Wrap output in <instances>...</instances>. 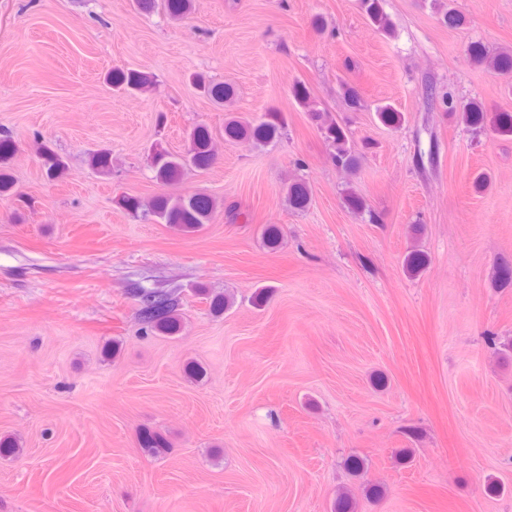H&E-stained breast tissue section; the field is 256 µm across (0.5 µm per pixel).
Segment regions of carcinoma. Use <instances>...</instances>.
Instances as JSON below:
<instances>
[{
    "label": "carcinoma",
    "mask_w": 512,
    "mask_h": 512,
    "mask_svg": "<svg viewBox=\"0 0 512 512\" xmlns=\"http://www.w3.org/2000/svg\"><path fill=\"white\" fill-rule=\"evenodd\" d=\"M159 4L163 5L166 13L172 18H181L192 9V0H133L134 7L145 13L153 12ZM359 6L375 32L381 34L391 32L392 25L381 6V0H359ZM465 56L474 65L484 66L498 74L512 75L511 50L491 53L481 42L475 41L466 46ZM109 80L114 89L129 94L142 92L152 83V77L148 74L124 69L112 71ZM193 84L200 93L217 102L224 101L230 95L229 88L214 84L202 75L194 76ZM293 97L298 105L310 112L311 119L317 124L324 140L332 148V159L335 165L348 173L355 172L360 159L351 145L347 130L325 116L324 112L313 107L311 93L305 83L299 81L295 84ZM430 99L433 103L442 105L447 112L461 113L463 122L475 131L483 129L487 123V112L482 103L476 99L456 102L448 94L436 90L430 91ZM376 112L379 121L389 128H397L402 124V113L389 104L377 106ZM492 123L496 133L512 136L511 113L496 114ZM284 125L283 117L271 111L265 113L255 123L235 118L228 120L224 124V135L229 138L251 139L261 145L279 137ZM190 142V149L184 155H174L159 144L152 146L150 163L158 181L174 182L188 168L203 170L214 163L216 154L207 127L196 126L191 132ZM43 155L51 176H58L67 169L66 162L48 148H43ZM287 201L289 207L293 209L307 208L311 202L309 185L301 179L292 181L288 185ZM214 209L212 200L200 194L177 198L158 196L152 201L148 214L160 223L170 224L186 233H192L211 220ZM427 265L428 255L418 248L409 251L403 261V269L411 277L420 275ZM141 317L147 329L164 335L176 331L179 322L175 304L167 295L157 292H147L142 296ZM141 442L144 448L156 455L166 448L164 439L151 431L141 434Z\"/></svg>",
    "instance_id": "1"
}]
</instances>
